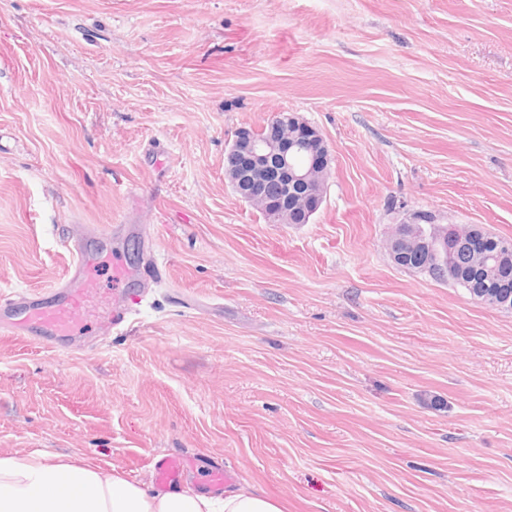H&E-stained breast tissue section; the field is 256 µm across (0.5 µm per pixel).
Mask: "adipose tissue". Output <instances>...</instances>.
<instances>
[{
  "label": "adipose tissue",
  "instance_id": "adipose-tissue-1",
  "mask_svg": "<svg viewBox=\"0 0 512 512\" xmlns=\"http://www.w3.org/2000/svg\"><path fill=\"white\" fill-rule=\"evenodd\" d=\"M0 512H282L262 491L224 499L188 490L152 494L122 475L102 477L85 460L35 449L0 455Z\"/></svg>",
  "mask_w": 512,
  "mask_h": 512
}]
</instances>
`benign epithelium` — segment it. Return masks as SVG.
Returning a JSON list of instances; mask_svg holds the SVG:
<instances>
[{"label":"benign epithelium","mask_w":512,"mask_h":512,"mask_svg":"<svg viewBox=\"0 0 512 512\" xmlns=\"http://www.w3.org/2000/svg\"><path fill=\"white\" fill-rule=\"evenodd\" d=\"M277 159L278 168L271 176L285 181V187L298 186L301 193L293 194L288 202L267 195L265 174L271 159ZM332 155L321 132L294 113L281 112L269 120V132L263 139H255L247 129L238 132L224 158L225 176L233 192L262 212L270 224H290L295 212L314 214L326 191ZM466 250L473 258L472 268L480 271L491 262L490 251L499 259L512 257V243L496 240L479 225L432 226L422 233L414 224H397L387 240V251L392 261L404 263L415 256L432 260L448 277L455 276L454 257ZM491 295L484 299L498 309L512 308V281L490 277L484 280Z\"/></svg>","instance_id":"7a95c632"}]
</instances>
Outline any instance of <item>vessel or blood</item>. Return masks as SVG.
<instances>
[{
	"mask_svg": "<svg viewBox=\"0 0 512 512\" xmlns=\"http://www.w3.org/2000/svg\"><path fill=\"white\" fill-rule=\"evenodd\" d=\"M72 254L74 262L64 282L34 294L0 298V333L24 339L34 333L56 347L71 343L78 327L89 318L91 296L86 282L99 257L82 239L74 242ZM195 466V459L190 457L163 456L152 463L153 484L157 490H167L183 482ZM233 480L231 471L214 466L202 475L198 487L210 494H221Z\"/></svg>",
	"mask_w": 512,
	"mask_h": 512,
	"instance_id": "b4317fda",
	"label": "vessel or blood"
}]
</instances>
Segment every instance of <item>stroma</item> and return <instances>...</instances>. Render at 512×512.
<instances>
[{
    "label": "stroma",
    "mask_w": 512,
    "mask_h": 512,
    "mask_svg": "<svg viewBox=\"0 0 512 512\" xmlns=\"http://www.w3.org/2000/svg\"><path fill=\"white\" fill-rule=\"evenodd\" d=\"M278 112L330 145L306 224L225 180ZM420 213L512 238V0H0V292L118 224L90 285L127 309L68 350L0 335V453L147 489L192 456L284 512H512V311L391 260ZM196 467V460L186 456L166 455L152 461V479L158 491L183 482Z\"/></svg>",
    "instance_id": "obj_1"
}]
</instances>
